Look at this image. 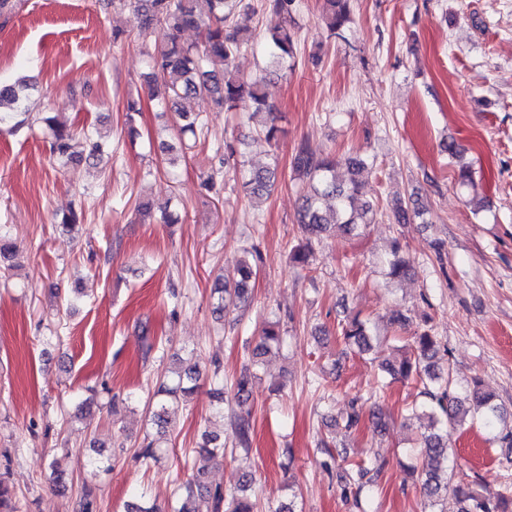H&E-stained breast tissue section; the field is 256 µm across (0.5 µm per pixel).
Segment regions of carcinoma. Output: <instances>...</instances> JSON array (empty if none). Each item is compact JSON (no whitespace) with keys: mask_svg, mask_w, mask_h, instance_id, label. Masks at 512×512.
I'll return each mask as SVG.
<instances>
[{"mask_svg":"<svg viewBox=\"0 0 512 512\" xmlns=\"http://www.w3.org/2000/svg\"><path fill=\"white\" fill-rule=\"evenodd\" d=\"M206 9L200 8V3ZM296 0H265V10L270 24L264 35L266 54L270 67L292 68L295 65V32L290 24ZM129 6L140 20L139 35L157 36L152 54V72L148 81H160L167 89L164 108L175 113L170 130L178 137L187 134L197 136L204 128L198 114L182 107L185 100L201 95L212 98L215 105L226 112H234L240 100L248 97L255 104L254 113H265L269 122L262 125L260 133L269 142L278 140L279 128L273 104L263 91L265 76H245L239 72L236 59L253 42L249 28L232 20L233 11L243 6V0H111V5ZM351 0H322L320 20L330 33L343 37L344 28L350 22ZM186 30H196L201 35L197 44H186L180 35ZM29 84L20 79L13 84L0 86V126L8 125L14 131L24 124L15 117L19 114L34 115L52 136L53 153L66 163L94 161L111 151V145L90 130L83 131V150L75 151L76 134L48 112H33L28 104ZM238 144H224V166L233 168L240 178L245 194L253 197L270 195L278 181L277 157L262 168H250L241 159ZM345 165L350 173L349 182L337 178V168ZM374 166L368 156L348 155L340 159L317 153L306 142L295 148L292 170L298 180L299 206L296 223L303 238L289 252L290 262L302 269L310 264L313 243L340 225L345 231H360L377 219L378 210L369 202L359 199L360 176ZM394 222L411 224L424 219V212L406 202L392 208ZM401 245L394 242L391 258L387 260L388 275L392 279H405L410 265L400 257ZM234 274L237 279L224 281L212 289L219 313L237 309L251 298L250 282L256 275L253 248H243L235 260ZM344 342L361 352L372 350V327L368 319L353 317L342 326ZM281 343L279 322L268 321L261 330L259 343L249 357L252 364L273 347ZM445 355L440 353L436 336L428 331L413 336L412 349L402 354L400 360H383L381 371L390 376L410 377L424 385L421 395L425 400L411 406V414L429 420V430L420 434L423 460L421 490L440 512H512V487L474 491L469 483L454 481L448 469V431L465 424L466 418L478 421L493 438L512 447V427L508 419L512 415L491 403L492 396L483 392L481 384L473 381L463 393L455 392L451 369L441 371ZM199 378L196 365H187L174 373L171 383L161 382L155 393V401L148 406L151 423L157 434L164 435L169 427V399L191 394L193 383ZM234 408L231 421L236 445L247 454L252 445L251 373L244 369L237 379L233 393ZM200 455L215 459L224 458V442L210 434L202 436L197 448ZM386 462L374 458L368 465H358L354 471L342 476L341 490L345 499L359 502L362 494L374 486L384 471ZM252 485V477L245 473L238 486L226 490L211 486L200 478L177 485V507L174 512H254V503L246 491ZM0 512H19L14 503V493L0 479Z\"/></svg>","mask_w":512,"mask_h":512,"instance_id":"cac0c4a2","label":"carcinoma"}]
</instances>
